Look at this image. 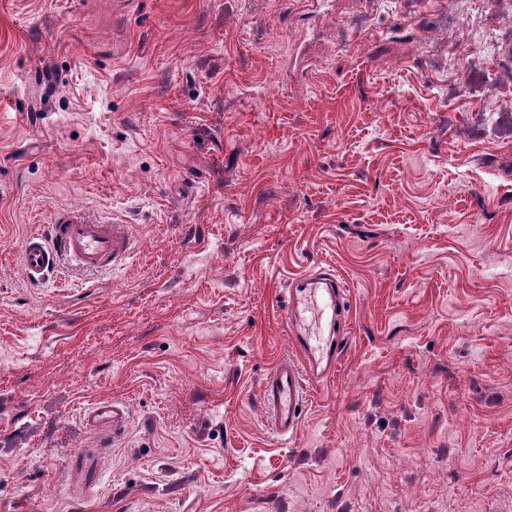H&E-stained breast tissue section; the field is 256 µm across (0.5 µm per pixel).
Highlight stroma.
<instances>
[{
  "label": "stroma",
  "instance_id": "obj_1",
  "mask_svg": "<svg viewBox=\"0 0 512 512\" xmlns=\"http://www.w3.org/2000/svg\"><path fill=\"white\" fill-rule=\"evenodd\" d=\"M511 23L512 0H0V512H512ZM71 207L126 224L130 258L28 282L25 236ZM321 264L344 349L286 440L260 389ZM103 399L127 431L70 492Z\"/></svg>",
  "mask_w": 512,
  "mask_h": 512
}]
</instances>
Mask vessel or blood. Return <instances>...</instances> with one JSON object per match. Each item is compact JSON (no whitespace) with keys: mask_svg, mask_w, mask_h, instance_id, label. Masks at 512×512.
Instances as JSON below:
<instances>
[{"mask_svg":"<svg viewBox=\"0 0 512 512\" xmlns=\"http://www.w3.org/2000/svg\"><path fill=\"white\" fill-rule=\"evenodd\" d=\"M130 251L131 238L124 225L105 224L72 208L56 218L48 235L26 238L21 263L27 281L39 282L54 272L115 267ZM284 296L297 355L280 360L272 368L263 382L261 397L270 427L280 437L291 438L301 428L306 383L321 380L323 371L332 370L339 355V341L317 349L310 339L334 329L344 308V289L332 269L318 267L291 280ZM129 419L127 404L114 399L97 401L82 412L85 427L104 439L123 432Z\"/></svg>","mask_w":512,"mask_h":512,"instance_id":"b4317fda","label":"vessel or blood"}]
</instances>
